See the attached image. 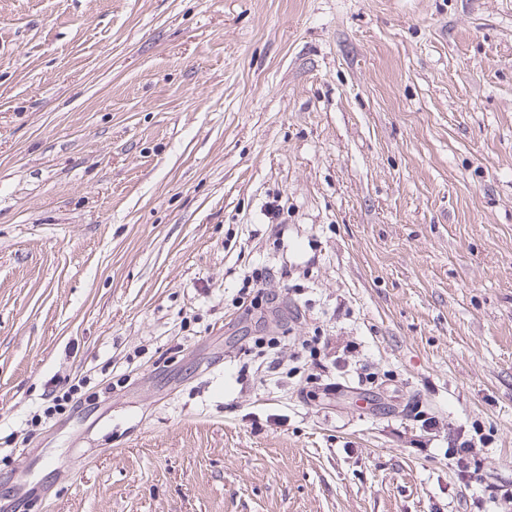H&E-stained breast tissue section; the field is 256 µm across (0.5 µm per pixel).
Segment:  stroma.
<instances>
[{
	"label": "stroma",
	"mask_w": 512,
	"mask_h": 512,
	"mask_svg": "<svg viewBox=\"0 0 512 512\" xmlns=\"http://www.w3.org/2000/svg\"><path fill=\"white\" fill-rule=\"evenodd\" d=\"M507 492L512 0H0V512ZM261 282L262 278L256 275L254 271L251 275H244L243 286L239 289L237 297L233 299L235 304L240 305L239 308L246 306L247 302L252 307L256 306L264 297V289L260 286ZM84 378H76L71 382L72 384L61 395H56L52 399V405L44 410L45 417L51 418L55 414H60L65 411L68 405L75 399V396L81 393L83 385L86 383Z\"/></svg>",
	"instance_id": "1"
}]
</instances>
